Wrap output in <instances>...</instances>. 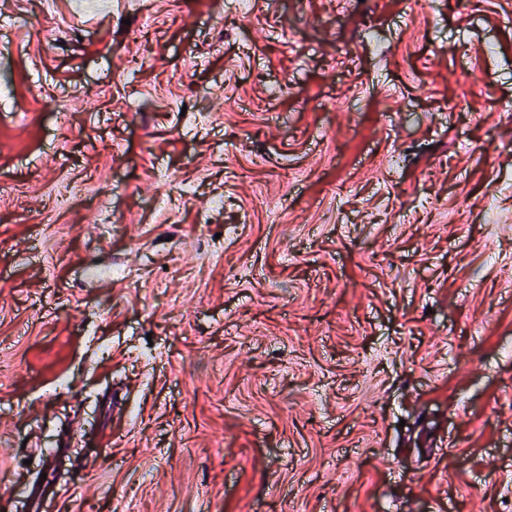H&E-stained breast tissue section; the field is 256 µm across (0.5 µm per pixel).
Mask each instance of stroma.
Here are the masks:
<instances>
[{
    "mask_svg": "<svg viewBox=\"0 0 512 512\" xmlns=\"http://www.w3.org/2000/svg\"><path fill=\"white\" fill-rule=\"evenodd\" d=\"M235 2L0 7V505L512 512V0Z\"/></svg>",
    "mask_w": 512,
    "mask_h": 512,
    "instance_id": "1",
    "label": "stroma"
}]
</instances>
